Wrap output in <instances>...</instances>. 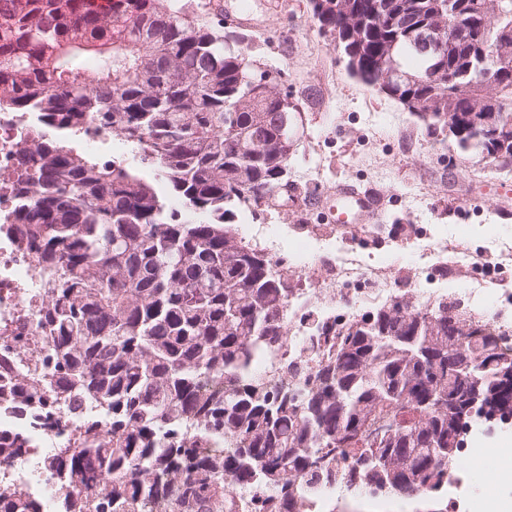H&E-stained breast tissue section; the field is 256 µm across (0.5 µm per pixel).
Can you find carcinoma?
<instances>
[{
	"mask_svg": "<svg viewBox=\"0 0 512 512\" xmlns=\"http://www.w3.org/2000/svg\"><path fill=\"white\" fill-rule=\"evenodd\" d=\"M435 1L448 3H406L430 23ZM324 2L313 17L358 55L352 76L373 84L392 52L390 96L423 103L431 132L454 113L457 148L497 153L465 113L494 65L481 45L512 31V0H454L474 35L433 74L415 40L366 24L379 0H353L365 22L354 35L351 16ZM246 40L224 31V0H0V112H35L43 128L17 145L13 179L17 232L42 267L50 355L42 377L16 374L14 394L82 420L72 447L41 467L74 495L69 512H298L343 455L370 495L446 512L438 492L461 434L512 411V357L448 302L421 310L396 297L323 331L317 366L273 360L256 372L287 341L289 267L245 241L236 210L283 193L293 140L282 117L297 116L293 93L279 97L281 73L251 71ZM496 93L511 140L512 70ZM91 126L131 144L153 178L81 152L77 132ZM168 192L184 211L168 209ZM487 349L492 378L470 408L467 372L448 375V359ZM25 447L18 435L0 458ZM0 512L40 510L20 494L0 496Z\"/></svg>",
	"mask_w": 512,
	"mask_h": 512,
	"instance_id": "carcinoma-1",
	"label": "carcinoma"
}]
</instances>
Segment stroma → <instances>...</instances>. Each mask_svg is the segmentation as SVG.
I'll return each mask as SVG.
<instances>
[{
	"instance_id": "stroma-1",
	"label": "stroma",
	"mask_w": 512,
	"mask_h": 512,
	"mask_svg": "<svg viewBox=\"0 0 512 512\" xmlns=\"http://www.w3.org/2000/svg\"><path fill=\"white\" fill-rule=\"evenodd\" d=\"M257 27L254 43L244 53L254 66L280 71L285 87L297 93L304 119L289 168L296 184L310 169L320 173L323 192L352 180L375 192L388 214L382 241L356 235L344 238L349 249L371 264L395 262L426 235H444L478 260L496 258L512 245V217L499 213L500 186L512 185V164L478 160L461 152L447 133H431L407 107L379 87L352 76L341 49L318 32L310 0H251ZM480 193L481 206L466 204L468 191ZM243 235L266 224L296 232L305 216L296 201L269 212L238 213ZM441 298L456 300L459 281L490 288L496 314L512 322V261L489 275L471 269L462 278L435 268L428 274ZM336 503L346 512H419L417 500L374 498L365 493L337 492Z\"/></svg>"
}]
</instances>
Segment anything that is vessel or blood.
Wrapping results in <instances>:
<instances>
[{
	"instance_id": "obj_1",
	"label": "vessel or blood",
	"mask_w": 512,
	"mask_h": 512,
	"mask_svg": "<svg viewBox=\"0 0 512 512\" xmlns=\"http://www.w3.org/2000/svg\"><path fill=\"white\" fill-rule=\"evenodd\" d=\"M320 205L326 216L336 217L338 223L348 225L353 231L366 232L386 221L380 199L351 182L337 185L330 197L321 199Z\"/></svg>"
}]
</instances>
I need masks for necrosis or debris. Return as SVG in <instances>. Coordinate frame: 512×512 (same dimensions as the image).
Instances as JSON below:
<instances>
[{"label": "necrosis or debris", "instance_id": "1", "mask_svg": "<svg viewBox=\"0 0 512 512\" xmlns=\"http://www.w3.org/2000/svg\"><path fill=\"white\" fill-rule=\"evenodd\" d=\"M36 119L27 112L0 113V357L8 358L15 370L35 375L38 359L49 346L46 332L39 326L44 308L35 259L26 253L4 225L14 205L8 182L12 154L18 142L32 138ZM299 237L268 224L262 237L268 253L280 257L293 253L312 255L315 266L302 278L288 305V354L297 356L314 340L310 320L333 322L353 318L367 308L392 299L393 274L387 267L368 264L361 256L336 245L340 227L336 224H306ZM444 239H430L418 247L410 268L415 287L412 294L420 307L434 301V290L418 281L430 265L443 263L451 252ZM454 269L467 267L463 248L453 250ZM24 433L30 440L26 453L11 464L0 463V494L24 491L41 504V512H61V492L54 480L43 474L39 461L43 456L69 447L74 425L63 407H55L51 418H37L24 408L0 402V433Z\"/></svg>", "mask_w": 512, "mask_h": 512}]
</instances>
